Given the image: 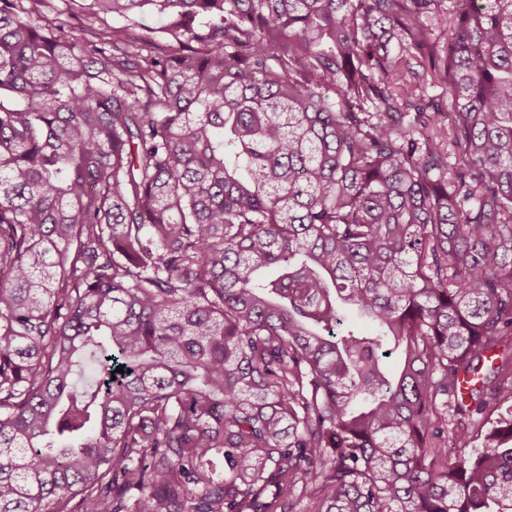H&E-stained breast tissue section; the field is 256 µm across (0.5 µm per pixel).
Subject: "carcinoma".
Returning a JSON list of instances; mask_svg holds the SVG:
<instances>
[{"mask_svg":"<svg viewBox=\"0 0 512 512\" xmlns=\"http://www.w3.org/2000/svg\"><path fill=\"white\" fill-rule=\"evenodd\" d=\"M92 7L178 47L0 0V512H512V0ZM89 1L84 0H29L25 6L33 9V17L46 26H55L65 22L70 35L79 42L89 37L87 31L94 29H107L108 27H122L131 39L145 35H151L154 44L149 46L152 50H167L175 44L173 37L160 28L161 21L149 16L133 17L132 20L112 18V15L99 16L91 14L86 8ZM150 29V30H148Z\"/></svg>","mask_w":512,"mask_h":512,"instance_id":"carcinoma-1","label":"carcinoma"}]
</instances>
